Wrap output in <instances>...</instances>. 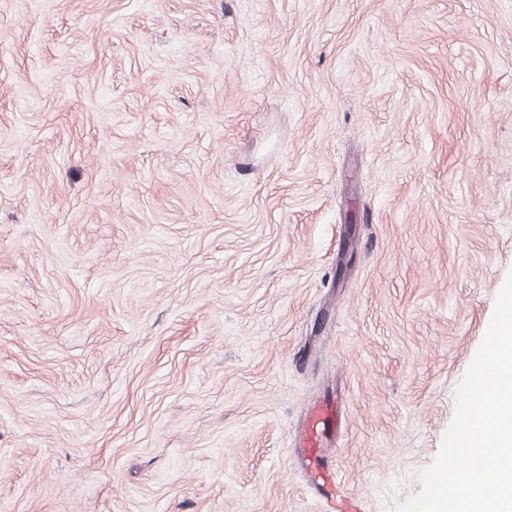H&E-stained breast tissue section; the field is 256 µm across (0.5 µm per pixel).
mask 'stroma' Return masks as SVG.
<instances>
[{"instance_id":"35a3bbf8","label":"stroma","mask_w":512,"mask_h":512,"mask_svg":"<svg viewBox=\"0 0 512 512\" xmlns=\"http://www.w3.org/2000/svg\"><path fill=\"white\" fill-rule=\"evenodd\" d=\"M511 270L512 0H0V512H392ZM334 418H336V424L340 425L341 417L329 407L318 405L312 410L300 434V459L309 473L310 482L321 503V512H365L360 500L344 489L337 476L335 479L331 472L319 471L316 468L308 470L306 457L322 445L325 426Z\"/></svg>"}]
</instances>
